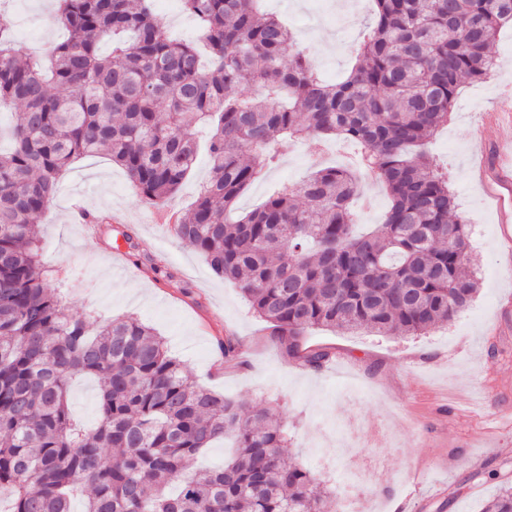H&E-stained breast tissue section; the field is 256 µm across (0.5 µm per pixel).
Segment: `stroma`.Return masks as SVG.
Masks as SVG:
<instances>
[{"label": "stroma", "instance_id": "35a3bbf8", "mask_svg": "<svg viewBox=\"0 0 512 512\" xmlns=\"http://www.w3.org/2000/svg\"><path fill=\"white\" fill-rule=\"evenodd\" d=\"M265 0L266 12L294 35L293 51L318 62L333 83L354 63L371 0ZM31 57L43 58L66 33L54 24V0H7ZM170 37L192 41L198 24L181 0H153ZM499 67L459 90L447 126L426 150L448 169L455 214L470 229L474 300L452 321L423 336H379L310 329L292 357L272 323L258 317L234 284L216 277L204 258L156 220L157 207L132 190L125 171L105 155L83 157L61 176L39 220L51 287L69 313L99 320L134 316L161 336L198 384L250 407H275L288 433L287 460L327 487L338 512L349 473L359 461H380L386 480L363 478L362 512H480L484 501L512 485V229L499 224L473 172L474 143L512 139V126L481 121L483 108L512 110L502 92L512 85V27L495 46ZM356 144L289 141L279 165L238 199L242 211L325 166L350 165ZM105 212L109 224L81 223L79 212ZM132 249L113 251L117 233ZM233 339L238 356L220 345ZM324 349L329 361L308 369L304 353ZM497 478H489V471Z\"/></svg>", "mask_w": 512, "mask_h": 512}]
</instances>
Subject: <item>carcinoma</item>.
Wrapping results in <instances>:
<instances>
[{
    "label": "carcinoma",
    "mask_w": 512,
    "mask_h": 512,
    "mask_svg": "<svg viewBox=\"0 0 512 512\" xmlns=\"http://www.w3.org/2000/svg\"><path fill=\"white\" fill-rule=\"evenodd\" d=\"M68 32L33 62L0 12V493L9 512H328L309 471L290 466L273 408L249 410L184 372L136 318L95 324L68 313L38 247L36 221L79 157L107 153L143 200L166 207L211 128L212 177L174 227L213 274L288 337L310 328L419 335L450 322L478 291L466 272L468 226L451 219L448 171L424 150L459 88L486 79L512 0H374L355 61L327 84L261 0H183L196 43L169 38L152 0H57ZM112 39L111 53L101 43ZM260 84L267 94L242 98ZM63 88L65 94L50 89ZM356 143L389 198L383 223L359 231L358 172L325 168L239 214L236 202L275 163L283 140ZM101 384L91 429L73 419L68 383ZM232 435L220 469L189 463ZM482 512H512L504 487Z\"/></svg>",
    "instance_id": "cac0c4a2"
}]
</instances>
